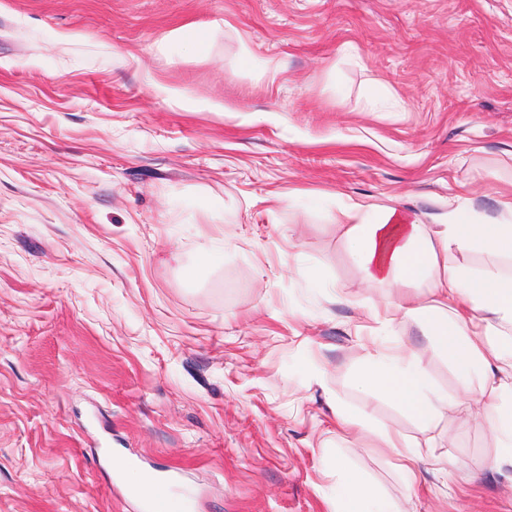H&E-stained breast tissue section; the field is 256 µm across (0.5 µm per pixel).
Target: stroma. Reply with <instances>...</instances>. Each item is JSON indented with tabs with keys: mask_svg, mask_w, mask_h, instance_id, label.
I'll return each mask as SVG.
<instances>
[{
	"mask_svg": "<svg viewBox=\"0 0 512 512\" xmlns=\"http://www.w3.org/2000/svg\"><path fill=\"white\" fill-rule=\"evenodd\" d=\"M509 192L512 0H0V512H141L114 458L195 512H332L340 456L399 512H512L466 407L356 387L375 343L480 377L370 319L427 288H362L335 222ZM340 404L419 445L415 483Z\"/></svg>",
	"mask_w": 512,
	"mask_h": 512,
	"instance_id": "1",
	"label": "stroma"
}]
</instances>
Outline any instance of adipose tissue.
I'll return each mask as SVG.
<instances>
[{
	"label": "adipose tissue",
	"instance_id": "ef3b65f1",
	"mask_svg": "<svg viewBox=\"0 0 512 512\" xmlns=\"http://www.w3.org/2000/svg\"><path fill=\"white\" fill-rule=\"evenodd\" d=\"M336 223L357 257L370 288L424 283L427 304L407 299L405 312L431 330L467 373L482 376L472 399L500 441L496 465H512V197L496 213L471 201L449 200L448 211L430 226L392 206L353 203ZM485 255L488 265L459 264V257ZM365 390L387 398L423 426L451 409L434 395L427 373L403 347L372 350L357 375ZM334 512H396L393 503L364 491V481L337 460Z\"/></svg>",
	"mask_w": 512,
	"mask_h": 512
}]
</instances>
